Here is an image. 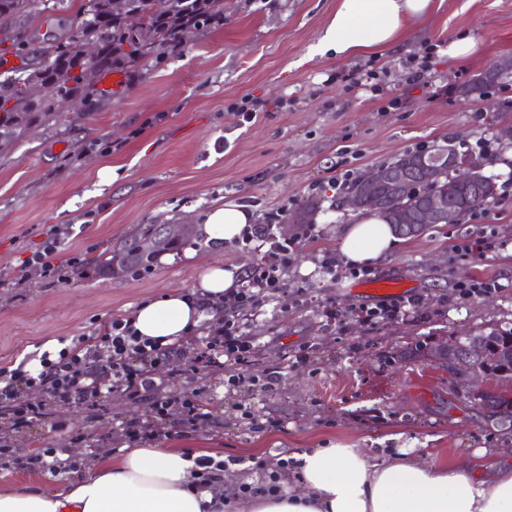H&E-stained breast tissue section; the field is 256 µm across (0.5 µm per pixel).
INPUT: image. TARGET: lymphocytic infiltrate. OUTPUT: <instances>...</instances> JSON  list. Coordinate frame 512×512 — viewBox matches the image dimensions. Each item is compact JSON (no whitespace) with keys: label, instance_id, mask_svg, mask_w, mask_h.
<instances>
[{"label":"lymphocytic infiltrate","instance_id":"lymphocytic-infiltrate-1","mask_svg":"<svg viewBox=\"0 0 512 512\" xmlns=\"http://www.w3.org/2000/svg\"><path fill=\"white\" fill-rule=\"evenodd\" d=\"M59 234V229H51L49 243L23 262V270L38 271L60 283L70 282L69 271L77 267L78 261L73 258L65 265L54 263ZM292 249V241L274 242L271 258L242 278L240 288L224 303L223 324L199 336L201 349L190 363L191 370L207 374L228 369L224 384L230 388L249 382L255 339L246 333L248 321L254 309L270 300L279 288ZM182 350L179 343L162 347L157 341L138 336L129 318H114L94 336L1 367L0 457L10 454L9 432L49 418L53 410L75 404L94 408L116 394L135 399L149 393L154 416L153 421L141 423L112 418L110 426L119 439L141 443L155 439L154 420L166 419L175 406L180 409L178 432L205 427L213 413L199 393L174 397L151 377L155 367Z\"/></svg>","mask_w":512,"mask_h":512}]
</instances>
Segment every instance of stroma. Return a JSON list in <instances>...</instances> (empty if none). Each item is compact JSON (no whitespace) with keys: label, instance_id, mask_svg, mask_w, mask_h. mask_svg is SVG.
Segmentation results:
<instances>
[{"label":"stroma","instance_id":"35a3bbf8","mask_svg":"<svg viewBox=\"0 0 512 512\" xmlns=\"http://www.w3.org/2000/svg\"><path fill=\"white\" fill-rule=\"evenodd\" d=\"M338 0H224L220 24L192 32L180 52L152 58L122 74L111 94L66 108L34 124L25 136L0 145V366L54 351L93 335L110 319L129 315L141 300L188 292L215 261L249 270L269 243L196 245L195 256H162L152 270L104 279L93 259L148 224H199L210 207L227 200L273 223L277 240L294 241L281 289L247 329L256 363L250 376L271 379L268 390H228L220 375L184 372L179 392L196 391L209 403L214 426L170 434L159 426L155 448H193L236 459L240 479L267 481L257 462L298 448L336 444L375 454L414 448L454 465L474 462L485 448L512 440V423L498 420L457 390L446 370L425 361L398 362L413 339L427 342L500 326L512 327V72L481 98L459 89L489 66L512 60V0H441L411 23L383 52L336 59L315 55ZM46 17L13 25L6 42L9 65L37 60L31 31L46 32ZM477 43L465 59L443 51L449 39ZM429 57L428 82H413L412 60ZM385 67L378 91L346 90L341 73ZM399 97L398 109L384 100ZM255 114L245 120L240 105ZM451 140L484 143L486 174L500 198L460 223L433 224L403 238L374 267V279L401 283L415 307L376 324L354 307L377 304L355 291L356 278L323 272L324 254L338 251L337 227L351 221L332 178L361 176L409 150ZM118 169L111 185L98 171ZM284 211L283 220L271 214ZM60 232L56 262L81 260L83 277L62 284L17 274L40 248L50 227ZM496 234L499 246L482 258L458 253L461 241ZM496 284V292L468 299L463 281ZM270 428L249 430L241 406ZM92 412L76 405L58 412L64 428L44 420L13 433L15 455L57 449L75 458L77 471L58 475L0 466V486L26 481L60 487L87 475L108 450L77 441Z\"/></svg>","mask_w":512,"mask_h":512}]
</instances>
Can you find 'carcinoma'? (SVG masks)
Wrapping results in <instances>:
<instances>
[{
	"instance_id": "cac0c4a2",
	"label": "carcinoma",
	"mask_w": 512,
	"mask_h": 512,
	"mask_svg": "<svg viewBox=\"0 0 512 512\" xmlns=\"http://www.w3.org/2000/svg\"><path fill=\"white\" fill-rule=\"evenodd\" d=\"M110 4L111 0H82L77 16L65 27L63 39L40 47L41 61L35 66V71L66 92L83 89L86 95L91 96L97 93V89L84 76L73 73L67 59L79 55L84 43L98 37L102 27L112 28V44L91 70L97 76L136 67L150 58L175 52L183 46L186 30L224 20V0H168L163 16L148 14L149 3L138 0L139 12L132 22L111 9ZM39 12L40 0H0V19L16 23ZM504 75L503 71L492 77L488 72H482L466 84L467 92L480 97ZM12 100L15 101L13 107L6 108V104ZM27 107L17 88L0 80V111L3 112L0 125L5 127L11 124L14 127L5 141L10 142L21 136L27 119L32 117ZM486 180L493 189L489 191L483 188L463 195L455 207L457 216L462 217L497 199L498 186L494 176L488 175ZM432 190L433 183L428 180L413 182L403 192L400 202L416 209ZM143 233L142 229L135 231L93 260V271L100 276H108L116 266L130 275L151 270L157 259L136 255ZM478 335L486 337L481 351L469 352L464 345L458 346L462 365L467 368H489L492 375L498 378L512 379V360L501 359V354L512 350V327L502 328L496 334L491 330L480 331Z\"/></svg>"
}]
</instances>
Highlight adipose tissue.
Returning <instances> with one entry per match:
<instances>
[{
	"label": "adipose tissue",
	"mask_w": 512,
	"mask_h": 512,
	"mask_svg": "<svg viewBox=\"0 0 512 512\" xmlns=\"http://www.w3.org/2000/svg\"><path fill=\"white\" fill-rule=\"evenodd\" d=\"M433 7L434 0H338L316 52L344 58L388 48ZM252 220L245 206L229 201L208 211L202 230L207 239L230 242ZM399 243L385 218L359 212L343 229L339 252L346 262L374 266ZM238 285L236 267L212 265L193 291L139 304L132 325L164 347L186 340L202 320V304L222 303ZM483 454L486 463L452 467L410 448L381 459L361 448H302L280 490L261 484L242 498L232 470L205 483L193 477L198 451L133 448L104 456L62 491L25 482L1 487L0 512H512V465L497 462V449Z\"/></svg>",
	"instance_id": "obj_1"
}]
</instances>
